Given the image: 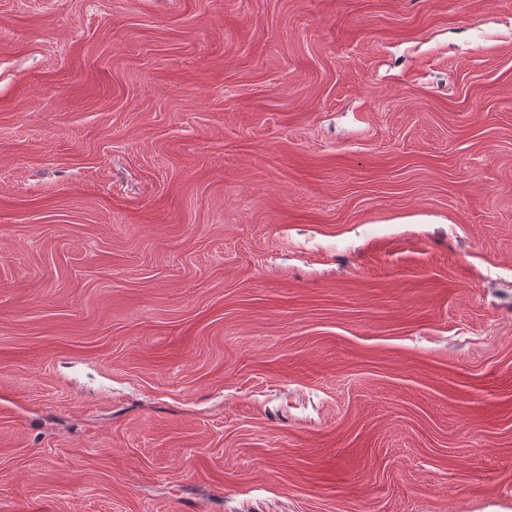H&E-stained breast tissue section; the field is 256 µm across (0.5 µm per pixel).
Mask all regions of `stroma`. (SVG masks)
<instances>
[{"label":"stroma","mask_w":512,"mask_h":512,"mask_svg":"<svg viewBox=\"0 0 512 512\" xmlns=\"http://www.w3.org/2000/svg\"><path fill=\"white\" fill-rule=\"evenodd\" d=\"M0 512H512V0H0Z\"/></svg>","instance_id":"stroma-1"}]
</instances>
